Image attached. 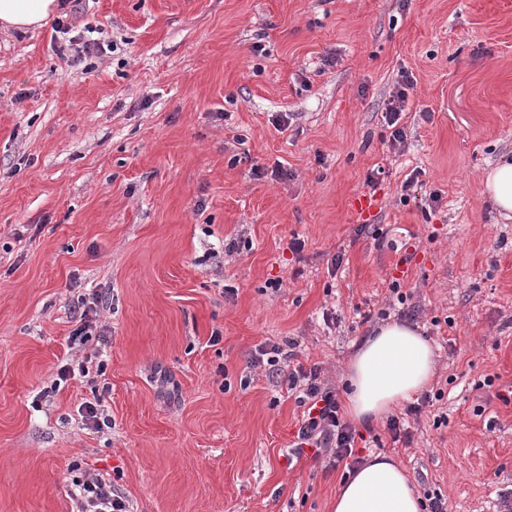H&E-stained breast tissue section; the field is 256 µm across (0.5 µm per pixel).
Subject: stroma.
I'll list each match as a JSON object with an SVG mask.
<instances>
[{
  "label": "stroma",
  "mask_w": 512,
  "mask_h": 512,
  "mask_svg": "<svg viewBox=\"0 0 512 512\" xmlns=\"http://www.w3.org/2000/svg\"><path fill=\"white\" fill-rule=\"evenodd\" d=\"M56 20L0 27V512H72L74 463L133 512H332L347 467L293 457L298 394L251 360L293 340L337 389L389 319L435 343L443 396L410 444L379 423L356 457L394 456L448 512H500L512 220L482 175L512 151V0H66ZM88 356L101 372L53 386ZM412 75V74H411ZM409 74H404L401 82H398L396 91L391 96V100L386 108V122L388 127L394 130L391 133L390 142L394 149H399L405 146L406 134L403 127H397L401 119L402 112L405 111V103L407 101V86L412 82V77Z\"/></svg>",
  "instance_id": "1"
}]
</instances>
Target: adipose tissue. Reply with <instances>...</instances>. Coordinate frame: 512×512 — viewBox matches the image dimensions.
I'll use <instances>...</instances> for the list:
<instances>
[{
    "mask_svg": "<svg viewBox=\"0 0 512 512\" xmlns=\"http://www.w3.org/2000/svg\"><path fill=\"white\" fill-rule=\"evenodd\" d=\"M57 0H0V24L24 29L45 23ZM488 200L512 219V157H501L483 176ZM434 346L404 322H392L365 337L348 365L346 413L358 426L378 423L434 380ZM333 512H422L412 477L393 457L369 456L342 484Z\"/></svg>",
    "mask_w": 512,
    "mask_h": 512,
    "instance_id": "1",
    "label": "adipose tissue"
}]
</instances>
